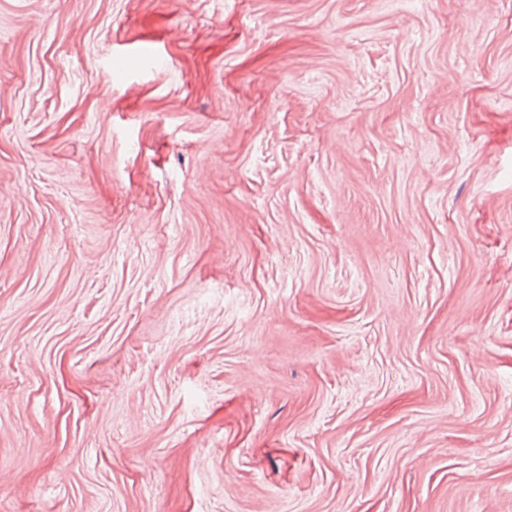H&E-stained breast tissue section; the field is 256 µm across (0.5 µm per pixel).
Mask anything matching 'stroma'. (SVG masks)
<instances>
[{"instance_id":"35a3bbf8","label":"stroma","mask_w":512,"mask_h":512,"mask_svg":"<svg viewBox=\"0 0 512 512\" xmlns=\"http://www.w3.org/2000/svg\"><path fill=\"white\" fill-rule=\"evenodd\" d=\"M0 512H512V0H0Z\"/></svg>"}]
</instances>
